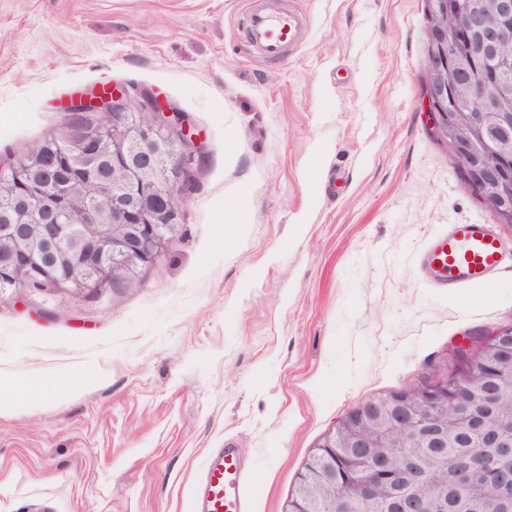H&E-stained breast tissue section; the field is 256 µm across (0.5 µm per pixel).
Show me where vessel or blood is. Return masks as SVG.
<instances>
[{"label":"vessel or blood","instance_id":"obj_1","mask_svg":"<svg viewBox=\"0 0 512 512\" xmlns=\"http://www.w3.org/2000/svg\"><path fill=\"white\" fill-rule=\"evenodd\" d=\"M307 24L305 15L273 7L252 9L248 27L264 57H281ZM506 265L498 235L488 224H453L421 257L424 280L455 290L463 284L488 286ZM248 479L235 449L210 454L194 501L197 512H245Z\"/></svg>","mask_w":512,"mask_h":512}]
</instances>
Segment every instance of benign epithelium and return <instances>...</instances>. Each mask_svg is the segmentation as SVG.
<instances>
[{
    "label": "benign epithelium",
    "mask_w": 512,
    "mask_h": 512,
    "mask_svg": "<svg viewBox=\"0 0 512 512\" xmlns=\"http://www.w3.org/2000/svg\"><path fill=\"white\" fill-rule=\"evenodd\" d=\"M425 46L426 112L436 134L447 141L451 160L465 186L486 204L502 226L512 228V0H430ZM459 19L448 27V17ZM467 97L463 112L456 101ZM64 109L99 112L103 121L91 131L77 126L53 157L54 167L43 169L44 152H34L36 173L49 190L36 200L25 171L13 164L0 171L1 184L21 189L9 209L0 213V280L20 292L39 287L73 295L91 292L108 283L111 274L133 263L139 269L153 264L166 250L169 238L162 227H179L181 207L193 188L192 161L171 131L188 134L183 113L160 94L134 85H112L70 96ZM147 113L152 120L129 122ZM112 157V170L121 180L111 182L89 163L73 161L78 153L95 157L102 150ZM93 186L110 198L107 212L82 209L76 192ZM118 227L121 232L111 233ZM512 326L485 335L491 348L505 345ZM512 377V363L503 370L489 367L478 354H466L462 377H429L404 390L350 409L335 430L325 434L299 473L298 492L283 512H365V504L380 492L394 512H448V492L434 497L419 490L426 462L409 448H446L450 436L477 435L503 466L496 474L498 495L492 502L461 496L454 512H512V412L497 413L499 385L490 371ZM392 448H401L396 455ZM348 475L345 490L336 493V462ZM488 468L478 455L454 462L453 482L467 489L484 480ZM321 483L328 495L313 499L300 492L311 482Z\"/></svg>",
    "instance_id": "7a95c632"
}]
</instances>
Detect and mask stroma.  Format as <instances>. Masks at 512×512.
<instances>
[{
    "label": "stroma",
    "mask_w": 512,
    "mask_h": 512,
    "mask_svg": "<svg viewBox=\"0 0 512 512\" xmlns=\"http://www.w3.org/2000/svg\"><path fill=\"white\" fill-rule=\"evenodd\" d=\"M282 2L309 24L272 61L253 0H0L1 170L112 83L159 92L206 151L135 281L0 299V377L94 375L0 400V512H194L229 444L248 512H281L348 410L512 325V264L489 290L418 273L449 225L493 221L422 109L426 0Z\"/></svg>",
    "instance_id": "35a3bbf8"
}]
</instances>
